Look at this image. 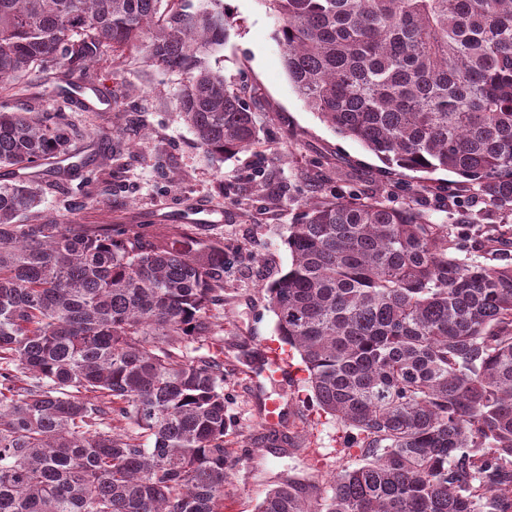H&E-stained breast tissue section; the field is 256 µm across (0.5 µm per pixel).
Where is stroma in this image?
Returning a JSON list of instances; mask_svg holds the SVG:
<instances>
[{
    "instance_id": "stroma-1",
    "label": "stroma",
    "mask_w": 512,
    "mask_h": 512,
    "mask_svg": "<svg viewBox=\"0 0 512 512\" xmlns=\"http://www.w3.org/2000/svg\"><path fill=\"white\" fill-rule=\"evenodd\" d=\"M233 26L212 67L240 92L261 129V142L225 160L197 145L179 109L182 72L145 66L138 59L115 62L103 52L93 68L98 89L119 104L105 119L85 111L73 96L58 93L51 71H35L29 90L0 91V107H38L65 113L77 132L73 148L85 165L74 171L65 193L46 190L42 209L57 214L71 208L82 224H198L200 204L223 212L216 234L236 258L224 278V360L233 368L224 390L234 422L230 482L231 512H254L279 475L324 484L342 466L355 464L360 452L349 447L348 430L306 398L299 356L283 352L290 375H249L234 365L241 346L274 347L275 317L264 287L290 267L284 243L301 203L311 194L332 199L380 194L392 206L413 205L433 222L454 224L449 196H459L481 223L497 215L473 199L454 174L440 172L443 188L422 189L424 175L388 168L357 141L336 134L298 96L283 66L275 38L277 14L265 0H228ZM134 120L150 131L139 149L110 156L115 132ZM277 406L287 419L282 436L297 437L289 454H275L265 427V406Z\"/></svg>"
}]
</instances>
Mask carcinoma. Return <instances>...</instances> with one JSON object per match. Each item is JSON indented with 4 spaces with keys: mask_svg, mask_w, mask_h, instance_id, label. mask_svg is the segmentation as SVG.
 I'll use <instances>...</instances> for the list:
<instances>
[{
    "mask_svg": "<svg viewBox=\"0 0 512 512\" xmlns=\"http://www.w3.org/2000/svg\"><path fill=\"white\" fill-rule=\"evenodd\" d=\"M306 106L384 164L446 171L506 220L512 246V0H268ZM224 0H0V89L35 67L90 85L100 46L179 69L197 144L260 141L206 57ZM61 112L0 110V512H224L232 467L224 274L215 224L154 234L40 209L75 164ZM57 167L40 170L44 164ZM53 177L49 181L45 176ZM292 263L265 287L281 342L319 409L361 436L358 463L314 492L288 478L257 512H512V263L379 196L311 197ZM264 355H237L239 369Z\"/></svg>",
    "mask_w": 512,
    "mask_h": 512,
    "instance_id": "1",
    "label": "carcinoma"
}]
</instances>
